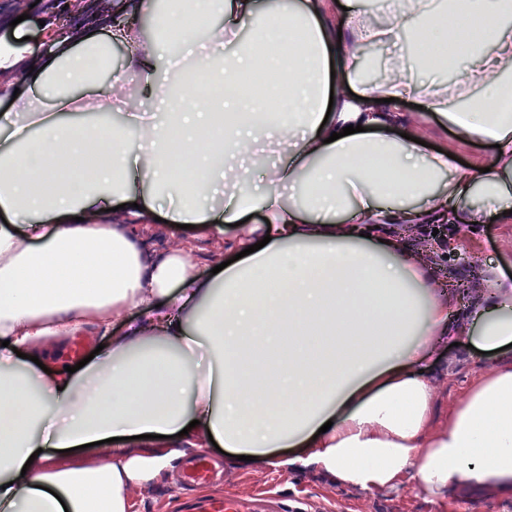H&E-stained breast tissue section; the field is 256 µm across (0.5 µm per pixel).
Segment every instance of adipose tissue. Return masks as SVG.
<instances>
[{"mask_svg": "<svg viewBox=\"0 0 512 512\" xmlns=\"http://www.w3.org/2000/svg\"><path fill=\"white\" fill-rule=\"evenodd\" d=\"M392 3L383 24L363 0H169L162 12L156 0H112L120 25L109 39L65 37L35 62V94L0 113V512H127V487L174 457L129 456L131 437L149 434L211 438L260 460L308 448L311 463L369 491L410 479L435 495L512 500V361L481 371L434 422L422 364L460 328L408 240L418 224L512 210V113L489 109L512 91L507 6L452 0L451 28L431 0ZM156 12L162 28L194 15L202 30L179 45L142 38L141 19ZM473 22L483 37L471 47ZM405 31L460 46L471 67L416 87L411 58L396 54L381 83L362 81L360 52ZM116 42L141 107L116 93L123 75L106 85L88 68ZM258 70L288 85L278 120L272 100L215 93ZM413 96L466 139L496 145L497 167L463 170L401 137L386 101ZM98 101L123 116L107 142L78 117ZM349 125L356 133L343 135ZM178 156L200 191L164 210L159 189L177 182ZM87 157L95 174L81 181ZM365 157L392 178L366 172ZM254 176L258 196L245 189ZM478 188L484 205L467 206ZM115 205L125 223H103ZM257 208L264 224L236 238L240 259L214 275L178 251L148 260L135 231L161 218L221 234ZM486 286L470 314L484 352L512 344V285ZM133 308L142 320L76 372L35 364ZM102 440L105 454L88 460L84 445Z\"/></svg>", "mask_w": 512, "mask_h": 512, "instance_id": "obj_1", "label": "adipose tissue"}]
</instances>
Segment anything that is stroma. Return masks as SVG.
I'll return each instance as SVG.
<instances>
[{
  "label": "stroma",
  "mask_w": 512,
  "mask_h": 512,
  "mask_svg": "<svg viewBox=\"0 0 512 512\" xmlns=\"http://www.w3.org/2000/svg\"><path fill=\"white\" fill-rule=\"evenodd\" d=\"M57 5L50 0H0V40L11 42L22 38L28 52L39 54L57 36ZM395 112L401 125L419 129L428 144L448 150L468 164L495 167L497 157L483 141H463L450 131L447 123L435 113L400 104ZM236 230L226 237L191 235L171 224H145L141 238L149 259H163L171 250L182 249L187 259L202 272L232 259L231 245ZM420 243L434 242L428 264L435 276L461 287H477L484 271H494L501 280L512 279V221L494 220L471 226L456 224L449 230H434L432 225H419L415 231ZM470 337L461 334L456 346L438 345L427 363L426 374L434 387L435 419L448 413L450 404L460 399L482 366L468 350ZM178 450L174 461L154 479L128 488L129 512H173L172 503L190 493L183 474L187 464L206 456L219 477L215 492L230 494L249 502L268 493H276L288 502L307 500L319 505L323 512H512V502L478 500L468 494L452 497L430 495L415 483L407 481L394 487L363 491L337 482L335 476L311 466L302 465L307 457L304 448H280L275 452L281 466L267 463L244 464L236 456L215 448L197 449L172 439L162 444ZM158 442L143 443L142 454L156 452Z\"/></svg>",
  "instance_id": "1"
}]
</instances>
